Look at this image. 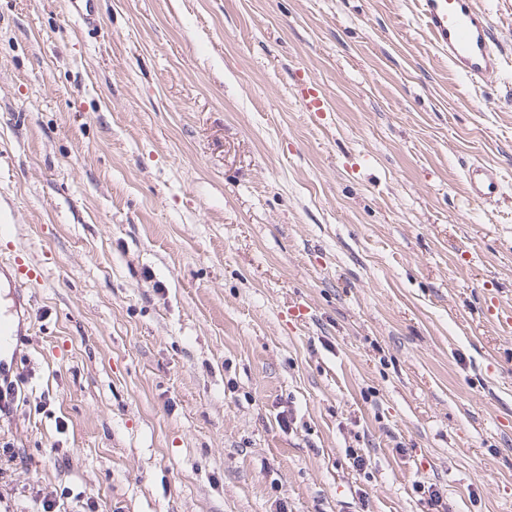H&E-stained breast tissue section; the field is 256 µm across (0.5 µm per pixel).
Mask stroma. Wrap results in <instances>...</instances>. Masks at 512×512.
I'll list each match as a JSON object with an SVG mask.
<instances>
[{"instance_id": "obj_1", "label": "stroma", "mask_w": 512, "mask_h": 512, "mask_svg": "<svg viewBox=\"0 0 512 512\" xmlns=\"http://www.w3.org/2000/svg\"><path fill=\"white\" fill-rule=\"evenodd\" d=\"M478 2L471 83L415 0H99L91 37L0 0V259L43 270L0 512H512V0ZM467 194L481 204H492L503 195L501 172L480 160H473L463 170Z\"/></svg>"}]
</instances>
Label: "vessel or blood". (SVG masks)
Listing matches in <instances>:
<instances>
[{
  "instance_id": "1",
  "label": "vessel or blood",
  "mask_w": 512,
  "mask_h": 512,
  "mask_svg": "<svg viewBox=\"0 0 512 512\" xmlns=\"http://www.w3.org/2000/svg\"><path fill=\"white\" fill-rule=\"evenodd\" d=\"M70 13L83 27L97 24V0H68ZM419 16L435 47L448 56L449 68L473 82L496 76L503 67L504 54L492 19L477 0H418ZM469 198L492 204L503 194L500 171L480 160H473L463 171ZM11 287L12 304L0 310V347L21 340L25 334L21 308L25 289L37 283L20 264L0 266Z\"/></svg>"
}]
</instances>
